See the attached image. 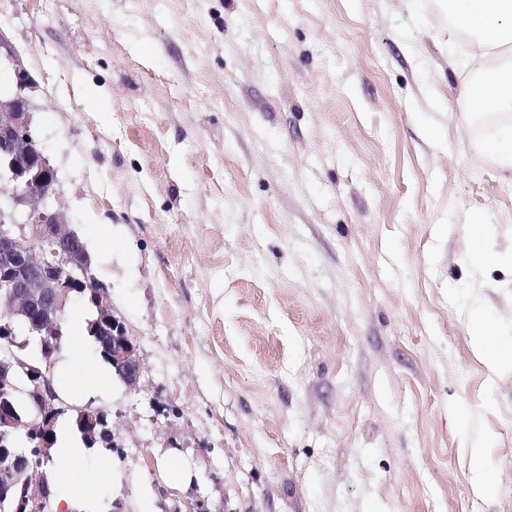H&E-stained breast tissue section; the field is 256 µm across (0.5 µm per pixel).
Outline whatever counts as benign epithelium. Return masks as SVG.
Masks as SVG:
<instances>
[{
    "label": "benign epithelium",
    "instance_id": "1",
    "mask_svg": "<svg viewBox=\"0 0 512 512\" xmlns=\"http://www.w3.org/2000/svg\"><path fill=\"white\" fill-rule=\"evenodd\" d=\"M15 78L12 107L0 112V162L7 163L0 172V195L9 198L8 208L0 207V309L8 311L0 318V333L7 336L0 347V366L17 368L20 382L9 387L14 393L24 392L35 407L21 420L10 402L0 403V501L17 499L15 512H46L50 497L42 468L52 462L49 448L58 417L70 409L54 388L55 358L47 348L60 349L69 301L77 297L92 309L102 352L131 388L139 382L141 361L137 345L113 313L108 290L80 253L81 239L65 228L55 209V170L31 138L30 113L20 94L30 87L31 78L23 69L15 70ZM22 155L26 160L20 164ZM21 333L38 339V363L15 353V337ZM77 422L90 443L112 444V428L102 411L81 408ZM16 437L37 440L40 460L24 448L8 447Z\"/></svg>",
    "mask_w": 512,
    "mask_h": 512
}]
</instances>
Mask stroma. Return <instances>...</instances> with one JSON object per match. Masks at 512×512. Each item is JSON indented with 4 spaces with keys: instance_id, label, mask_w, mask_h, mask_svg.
Segmentation results:
<instances>
[{
    "instance_id": "obj_1",
    "label": "stroma",
    "mask_w": 512,
    "mask_h": 512,
    "mask_svg": "<svg viewBox=\"0 0 512 512\" xmlns=\"http://www.w3.org/2000/svg\"><path fill=\"white\" fill-rule=\"evenodd\" d=\"M0 37L141 357L70 400L119 440L98 499L512 512V170L437 0H0ZM56 360L103 365L84 331Z\"/></svg>"
}]
</instances>
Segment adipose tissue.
Masks as SVG:
<instances>
[{"label":"adipose tissue","instance_id":"ef3b65f1","mask_svg":"<svg viewBox=\"0 0 512 512\" xmlns=\"http://www.w3.org/2000/svg\"><path fill=\"white\" fill-rule=\"evenodd\" d=\"M440 7L448 17L449 34L466 35L480 49L464 101L472 116L494 124L491 154L512 168V55L501 53L502 48H512V0H441ZM51 453L61 486L56 512H81L87 501L81 488L96 487L101 473L110 468L108 461L87 465L85 445L69 441L56 442Z\"/></svg>","mask_w":512,"mask_h":512}]
</instances>
